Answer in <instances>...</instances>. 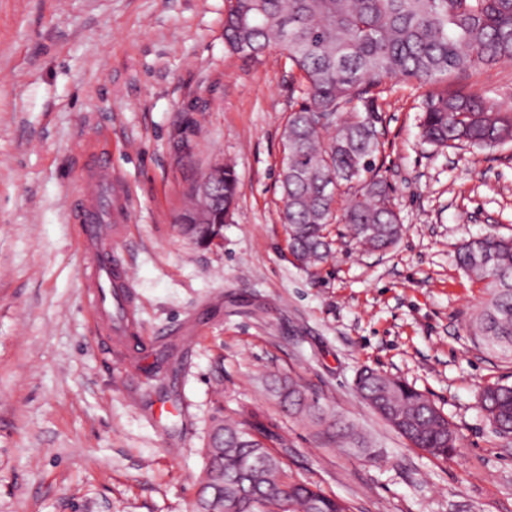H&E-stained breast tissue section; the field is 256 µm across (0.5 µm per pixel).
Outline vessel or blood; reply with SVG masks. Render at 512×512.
Listing matches in <instances>:
<instances>
[{
  "label": "vessel or blood",
  "instance_id": "vessel-or-blood-1",
  "mask_svg": "<svg viewBox=\"0 0 512 512\" xmlns=\"http://www.w3.org/2000/svg\"><path fill=\"white\" fill-rule=\"evenodd\" d=\"M128 209V196L109 157L96 154L81 180L74 217L91 263L93 313L102 333L121 346L130 342L135 320L128 292L132 274L118 262L110 240L120 235Z\"/></svg>",
  "mask_w": 512,
  "mask_h": 512
}]
</instances>
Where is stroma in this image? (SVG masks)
Segmentation results:
<instances>
[{
	"instance_id": "1",
	"label": "stroma",
	"mask_w": 512,
	"mask_h": 512,
	"mask_svg": "<svg viewBox=\"0 0 512 512\" xmlns=\"http://www.w3.org/2000/svg\"><path fill=\"white\" fill-rule=\"evenodd\" d=\"M227 0H0V512H195L215 419L257 415L289 471L349 512H512V438L479 405L512 360L470 333L481 283L458 247L512 237V143L419 141L418 85L392 81L378 157L404 225L368 252L332 224L333 257L296 262L281 223V132L304 101L279 49L224 43ZM512 105V62L451 75ZM112 158L131 204L111 245L134 272L135 364L99 332L72 201ZM238 202L199 246L179 220L214 164ZM166 399L148 398L143 366ZM370 367L425 394L458 440L410 447L361 398ZM289 378L366 439L350 450L270 389Z\"/></svg>"
}]
</instances>
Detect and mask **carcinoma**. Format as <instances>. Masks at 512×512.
I'll list each match as a JSON object with an SVG mask.
<instances>
[{"instance_id":"1","label":"carcinoma","mask_w":512,"mask_h":512,"mask_svg":"<svg viewBox=\"0 0 512 512\" xmlns=\"http://www.w3.org/2000/svg\"><path fill=\"white\" fill-rule=\"evenodd\" d=\"M224 41L245 57L274 46L304 80L305 100L282 129L281 223L288 248L310 268L332 255L328 226L342 223L353 238L385 251L402 234L392 187L377 163L381 152L379 98L393 80L435 86L457 71L512 60V0H229ZM419 137L436 148L491 149L512 143V106L444 87L421 101ZM360 185L342 213L333 191ZM224 203L199 193L184 214L182 232L201 246L221 234L237 200L238 179L224 166ZM456 263L483 284L486 299L470 332L488 349L512 357V239L486 235L465 242ZM282 403L336 436L360 442L354 427L308 400L293 383L274 381ZM356 388L414 448L438 458L456 453L458 437L444 413L410 385L371 368ZM494 431L512 436V385L493 384L480 395ZM261 425L226 422L205 448L197 512H349L347 503L296 480L267 441Z\"/></svg>"}]
</instances>
